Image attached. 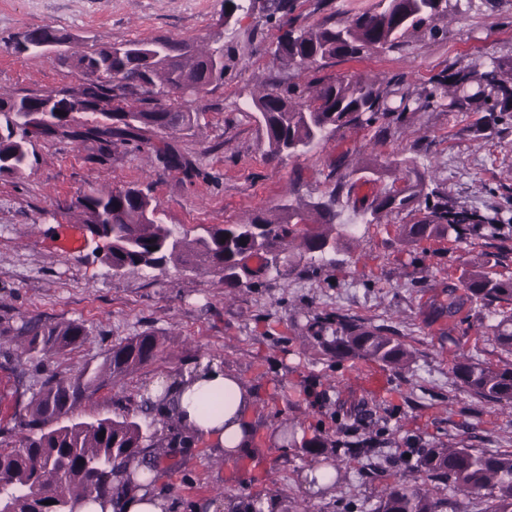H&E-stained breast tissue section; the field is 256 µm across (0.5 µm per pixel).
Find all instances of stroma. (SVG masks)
Instances as JSON below:
<instances>
[{"mask_svg": "<svg viewBox=\"0 0 512 512\" xmlns=\"http://www.w3.org/2000/svg\"><path fill=\"white\" fill-rule=\"evenodd\" d=\"M378 2L294 0L288 16L255 9L228 27L224 0H0V96L72 90L83 83V75L58 58L12 50L17 35L40 26L66 30L73 49L84 52L163 37L222 45L237 58L223 84L191 103L199 118L189 128L170 135L150 130L110 146L41 137L29 146L23 175L0 176V317L78 321L89 332L85 345L39 362L17 357L16 338L0 333V426L18 422L48 375L101 364L112 343L149 332L159 340L155 359L106 383L75 411L76 420L123 413L124 396L160 379L174 380L205 358L259 390L251 418L266 464L232 482L228 468L212 463L202 446L188 449L177 467L164 472L178 512H194L196 502L218 491L276 500L275 512H295L301 501L311 512H371L386 483L415 482L416 461L400 459L410 445L512 452V405L471 395L452 373L464 359L512 363V350L494 338L495 325L512 305L472 303L461 283L474 266L512 276V123L484 126L477 106L451 112L437 104L403 113L392 125L381 120L343 127L307 153L273 158L251 106L260 90L311 78L283 68L274 55L287 27L334 23ZM460 7L461 14L438 21L437 34L425 27L409 32L400 49L341 60L321 75L397 78L419 90L459 69L511 63L512 0H460ZM163 139L196 165L199 176L186 178L156 160L150 146ZM367 155L382 164L402 159L412 171L434 174L440 191L457 208L480 215V222L464 236L408 246L402 227L418 220V213L368 221L359 206L391 180L363 183L342 213L354 238L333 253L332 263L276 272L259 269L252 259L249 275L235 286L225 284L221 273L171 263L115 273L102 260L104 241L94 237L72 254L53 245L57 225L82 223L77 200L89 193L141 188L157 202L164 223L194 238L204 228L274 213L286 203L312 212L333 186V168H357ZM452 297L457 309L450 314ZM336 313L390 329L412 351L411 362L384 369L381 389L368 390L366 361L336 359L314 339L316 318ZM311 384L324 391L322 401L306 399ZM285 420L296 426L295 443H270ZM315 436L351 447L363 440L373 454L339 455L338 485L320 489L308 481L314 456L302 446Z\"/></svg>", "mask_w": 512, "mask_h": 512, "instance_id": "stroma-1", "label": "stroma"}]
</instances>
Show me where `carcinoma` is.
I'll return each mask as SVG.
<instances>
[{"mask_svg": "<svg viewBox=\"0 0 512 512\" xmlns=\"http://www.w3.org/2000/svg\"><path fill=\"white\" fill-rule=\"evenodd\" d=\"M450 0H380L378 8L334 24L289 29L279 37L275 57L286 68L319 72L339 59L360 58L370 53L391 51L405 35L430 26L448 16ZM72 38L54 27L26 31L13 41L22 53L46 40ZM80 72L86 82L66 92L83 112L97 114L104 124L71 129L70 122L28 128L24 117L36 105L38 94L17 98L0 97V176H20L29 165L31 138L65 134L75 139L96 138L105 145L112 138L125 141L138 131L169 129L175 133L190 126L194 113L175 104L161 102L174 91L193 84L217 85L231 67L233 58L224 46L197 51L186 42L168 39L134 40L105 45L90 53L74 51L63 58ZM503 64L476 66L455 75V89L442 83L409 92L397 81L322 78L304 84L274 85L257 99L253 108L266 135L269 152L300 154L311 150L327 134L346 126H370L379 119L397 121L407 111H421L441 98L448 111L472 101L495 119L512 118V77L502 78ZM138 96L144 107L133 110L128 96ZM157 159L186 177L200 175L191 160L165 142L155 150ZM405 169L394 159L384 165L368 157L361 173L384 176ZM357 181L336 173L328 200L318 204L325 228H310L300 211L285 207L279 217L257 213L239 224L207 230L194 239L180 228L163 223L158 206L142 189L128 187L108 193L86 194L77 201L90 232L109 241L102 260L117 273L141 272L169 263L197 271H220L224 281L236 285L247 271L248 260L259 257L268 269L293 268L296 257L289 248L299 244L314 266L324 254L337 248L348 234V226L336 225L341 216V199L351 198ZM422 206L426 215L415 224L404 225L403 235L411 242L442 238L462 231L467 216L448 204L437 190L426 191L424 177L403 186L391 184L376 194L367 206L374 217L382 213L413 211ZM463 287L474 302L486 306L512 301V279H501L481 269L462 276ZM315 340L338 359L357 358L398 368L412 360V353L398 338L380 327L368 326L342 314L317 321ZM331 331L326 336L324 332ZM9 331L21 338L22 354L41 358L67 347L81 346L88 331L80 322L39 323L25 318ZM496 339L512 347V315L496 325ZM157 354L154 334L143 332L112 344L104 362L87 363L70 376L51 375L36 392L19 422V431H1L0 512H61L68 497L85 493L102 499L123 490L120 475L135 461H156L167 448H192L194 439L173 427L153 428L155 421H141L128 413L98 418L92 422L70 418L74 408L91 400L109 380H122L151 362ZM461 385L487 401L512 404V364L492 366L479 361L459 362L452 367ZM104 437H99V433ZM420 477L439 482L466 497L487 498V512H512V454L487 453L471 448H428L420 457ZM259 500L224 497V512H262ZM445 499L429 490L401 481L393 482L377 497L372 512H443Z\"/></svg>", "mask_w": 512, "mask_h": 512, "instance_id": "cac0c4a2", "label": "carcinoma"}]
</instances>
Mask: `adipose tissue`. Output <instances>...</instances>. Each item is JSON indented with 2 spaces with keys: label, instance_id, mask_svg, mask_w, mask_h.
Returning <instances> with one entry per match:
<instances>
[{
  "label": "adipose tissue",
  "instance_id": "1",
  "mask_svg": "<svg viewBox=\"0 0 512 512\" xmlns=\"http://www.w3.org/2000/svg\"><path fill=\"white\" fill-rule=\"evenodd\" d=\"M154 391L168 395L163 415L172 417L213 456L234 458L249 451L253 433L249 415L257 392L225 370L220 361L201 360L176 380L155 385ZM216 394L223 396L224 404L208 410L205 402ZM135 472L140 486H128L113 499L79 498L74 512H172L171 500L158 488L157 471L139 465Z\"/></svg>",
  "mask_w": 512,
  "mask_h": 512
}]
</instances>
